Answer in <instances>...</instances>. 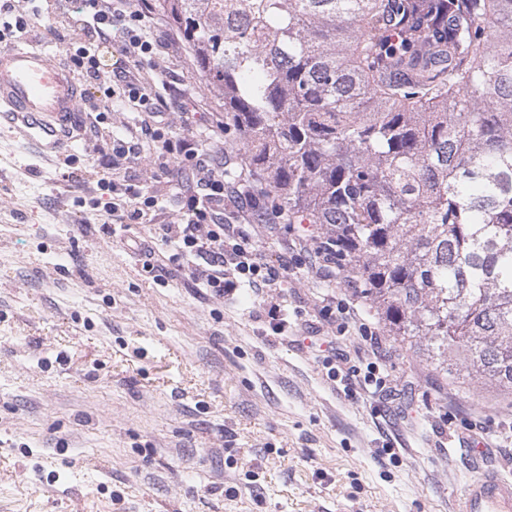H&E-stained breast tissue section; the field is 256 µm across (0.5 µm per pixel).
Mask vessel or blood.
<instances>
[{
    "mask_svg": "<svg viewBox=\"0 0 512 512\" xmlns=\"http://www.w3.org/2000/svg\"><path fill=\"white\" fill-rule=\"evenodd\" d=\"M83 96L72 72L41 43L28 40L0 48V115L24 140L47 152L62 149ZM456 512H512V476L480 470L458 496Z\"/></svg>",
    "mask_w": 512,
    "mask_h": 512,
    "instance_id": "vessel-or-blood-1",
    "label": "vessel or blood"
}]
</instances>
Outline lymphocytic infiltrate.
Here are the masks:
<instances>
[{"mask_svg":"<svg viewBox=\"0 0 512 512\" xmlns=\"http://www.w3.org/2000/svg\"><path fill=\"white\" fill-rule=\"evenodd\" d=\"M123 0H78V12L83 16L84 41L73 62L86 81H100V47L111 43L114 19ZM132 27L122 28L125 52L133 66H140L153 56L158 45L154 31L159 23L151 0H141L132 18ZM200 119L195 108L181 114V131L174 136L162 135L164 126L157 113H149L140 128H127L125 136L113 137L112 157L101 164L98 185L108 191H121L123 204L108 201L104 212L114 217L117 224L148 226L153 239L171 245L173 254L156 255L148 251L143 268L149 273L169 274L179 261L192 265L191 277L198 288L206 290L216 300L234 296L237 290L249 288L265 308L266 321L274 336H288V302L276 294L288 275V268L267 259L260 250L258 233L267 229L275 233V225L264 222L261 208L262 192L250 186L245 173L229 178L226 164L230 156L222 134L224 119L213 116L209 122L211 137L197 135ZM147 159L159 172L172 170L192 175L191 185L176 183L182 206L177 221L156 223L150 211L158 200L149 187L132 181H121L119 170L124 161ZM317 233L308 234L299 243L300 250L311 260V271L320 287L316 298L324 316L344 314L348 325L365 329L368 320L360 296L342 302L338 307L328 303L329 289L346 282L342 269L323 259L317 247ZM388 354L380 339L371 343V357L366 366L336 363L334 358L324 360L328 379H340L346 385L356 386L375 394L390 391V381L382 366Z\"/></svg>","mask_w":512,"mask_h":512,"instance_id":"1","label":"lymphocytic infiltrate"}]
</instances>
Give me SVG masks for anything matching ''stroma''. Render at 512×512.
<instances>
[{
    "mask_svg": "<svg viewBox=\"0 0 512 512\" xmlns=\"http://www.w3.org/2000/svg\"><path fill=\"white\" fill-rule=\"evenodd\" d=\"M31 30L57 60L79 46L73 11ZM101 59L61 156L0 121V512H453L478 470L512 474V447L475 460L458 442L506 428L512 406L481 412L490 395L450 388L412 350L393 345L384 366L398 385L415 376L402 399L346 393L305 343L270 336L251 292L220 302L188 272L143 271L128 242L148 228L106 231L95 206L109 147L87 115L125 62L122 38ZM139 72L170 131L184 103L224 109L184 43ZM290 237L260 248L287 265L290 328L307 333L315 282Z\"/></svg>",
    "mask_w": 512,
    "mask_h": 512,
    "instance_id": "1",
    "label": "stroma"
}]
</instances>
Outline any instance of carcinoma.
Returning a JSON list of instances; mask_svg holds the SVG:
<instances>
[{"label":"carcinoma","mask_w":512,"mask_h":512,"mask_svg":"<svg viewBox=\"0 0 512 512\" xmlns=\"http://www.w3.org/2000/svg\"><path fill=\"white\" fill-rule=\"evenodd\" d=\"M267 216L315 224L390 335L512 394V0H158Z\"/></svg>","instance_id":"1"}]
</instances>
